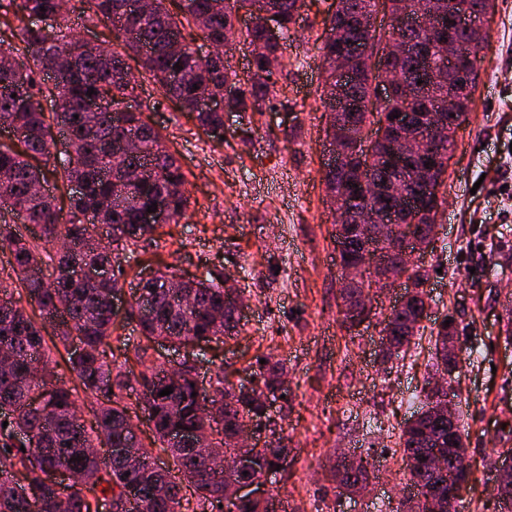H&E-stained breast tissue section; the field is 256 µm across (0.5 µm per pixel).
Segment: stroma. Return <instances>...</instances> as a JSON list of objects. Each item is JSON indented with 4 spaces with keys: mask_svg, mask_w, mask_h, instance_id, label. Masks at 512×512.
Segmentation results:
<instances>
[{
    "mask_svg": "<svg viewBox=\"0 0 512 512\" xmlns=\"http://www.w3.org/2000/svg\"><path fill=\"white\" fill-rule=\"evenodd\" d=\"M330 0H305L284 51L279 95L259 112L224 115L223 142L194 118L169 106L152 113L187 174L190 205L181 223L164 229L160 258L179 275L232 276L248 303L236 332L196 361L199 384L217 371L247 383L262 355L283 361L290 393L270 415L290 449L288 472L267 480L286 512H378L398 503L405 483L399 436L432 374L436 328L454 318L463 346L484 358L461 360L451 384L468 433L471 483L460 512H496L499 449L512 448V345L488 344L512 305V0H496L474 102L459 129L432 249L419 264L428 273L430 308L404 354L380 355L382 321L346 329L339 312L335 213L326 203V116L320 104L319 47ZM252 131L250 143L237 127ZM368 457L366 492L338 487L341 452Z\"/></svg>",
    "mask_w": 512,
    "mask_h": 512,
    "instance_id": "1",
    "label": "stroma"
}]
</instances>
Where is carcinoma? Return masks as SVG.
<instances>
[{"mask_svg": "<svg viewBox=\"0 0 512 512\" xmlns=\"http://www.w3.org/2000/svg\"><path fill=\"white\" fill-rule=\"evenodd\" d=\"M81 2L86 19L105 23L112 36L91 50L73 31L66 0H0V24L14 38L0 48V125L19 132L16 139L0 142V195H10L18 206L12 220L0 216V250L11 257V272L0 278V364H7L0 369V404L13 407L0 411V512H92L102 497L122 503L123 489L129 484L139 487L140 496L125 512H181L189 495L196 499L199 512H262L258 503L225 501L224 472L210 468L201 449L236 448L238 431L261 421L266 400L283 391L284 363L270 357L263 364L255 363L254 383L247 389L230 385L219 371L211 391L202 393L193 368H184L176 380L166 379L160 376L161 369L146 365L148 347L128 348L127 339L119 334L122 325L116 321L112 301L122 291L121 260L158 246L160 229L180 223L189 207L186 173L174 153L161 149L163 135L150 121V113L170 102L195 116L208 137L223 142L224 113L203 109L201 100L232 82L238 95L228 101L230 110L256 112L270 101L283 68L284 40L303 0H255L259 16L244 31L238 27L240 0H148L141 8L134 6L136 0ZM375 6V0H343L342 12L326 17L321 46L326 73L320 95L323 107L346 114L352 132L360 137L372 124L395 134L392 112L426 115L441 110L450 121L464 124L481 58L479 48L470 46L466 30L446 24L430 40L416 27L397 30L401 41L423 48L427 56L404 55L388 63L399 84L383 109L371 100L377 72L383 67L374 56L352 59L350 103L336 107V53L368 39L363 19ZM269 9L281 20L274 41L267 38L260 16ZM47 15L55 16L56 23L47 28L38 25ZM189 31L221 47L242 34L251 44H264L265 52L241 75L222 55L199 56L185 42ZM448 38L464 46L452 63L442 59L438 44ZM179 41L183 47L176 50ZM131 60L141 78L150 77L158 85L160 97L144 109L129 111L126 104L135 97L138 84L124 81L122 74ZM177 64L182 69L175 68ZM90 88L95 91L91 96ZM48 97L54 102L50 112L41 106ZM91 99L99 101L95 112L87 108ZM129 138L138 141L139 150L120 153ZM387 153L385 144L367 138L343 169L325 172L330 194L350 192L358 197L344 224L355 246L365 235L357 210L370 192L367 184H381L391 177ZM415 162L427 167L439 187L446 185L447 168L435 166L425 153ZM48 168L58 188L66 192V209L58 198L33 192ZM73 183L82 185L81 194L69 191ZM157 201L165 207L163 223H141V211ZM83 265H107L115 271L107 281L74 278L71 272ZM42 266L53 268V279L32 275L33 268ZM175 278L174 273L157 270L138 284L128 319L137 322L146 340L172 347L194 342L202 349L236 330L240 322L236 299L225 291L223 279L189 278L177 288L165 287ZM427 280L425 270L414 268L413 301L385 321L384 358L399 356L409 345ZM58 302L68 303V308L56 310ZM49 329L52 338L47 340ZM454 335L455 324H438L436 375L459 369V360L448 355V337ZM62 349L81 390L97 402L95 425L90 428L76 416L72 390L60 384L56 373L36 366L40 360L58 364L56 356ZM136 364L143 370L135 371ZM167 387L173 393L158 396ZM136 390L140 397L134 408L144 414L152 430L151 446L127 425L132 407L124 398ZM206 400L212 405L211 415L203 409ZM437 403L433 390L424 387L420 408L404 426L400 445L408 485L434 490L446 501L448 480L435 475L428 456L435 448L446 452L454 447L462 433L461 425L451 427L448 420L434 415ZM216 423L221 424L218 430ZM174 430L187 433L191 441L172 443L169 434ZM100 440L107 446L130 448L132 453H109L102 459L91 452ZM156 448L172 458L178 475L155 462ZM248 453L247 477L260 480L277 469L288 455V446L271 428ZM367 465L360 457L358 464L336 470L334 477L346 491L357 492L366 482ZM60 468L75 472L80 481L69 486L50 481L48 473ZM19 476L29 489L26 495L16 490Z\"/></svg>", "mask_w": 512, "mask_h": 512, "instance_id": "carcinoma-1", "label": "carcinoma"}]
</instances>
